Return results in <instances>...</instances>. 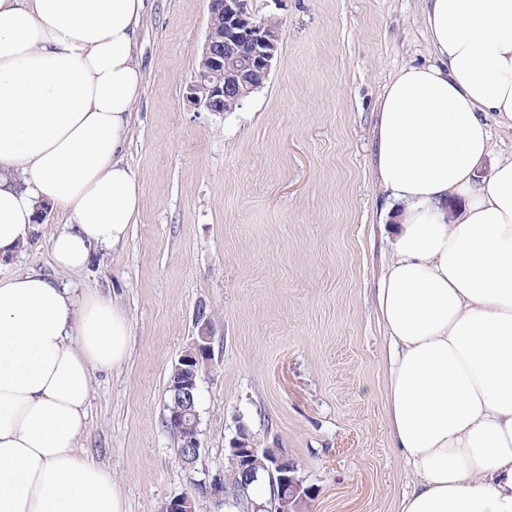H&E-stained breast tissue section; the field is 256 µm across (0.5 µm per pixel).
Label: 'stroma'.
I'll return each instance as SVG.
<instances>
[{
    "instance_id": "stroma-1",
    "label": "stroma",
    "mask_w": 512,
    "mask_h": 512,
    "mask_svg": "<svg viewBox=\"0 0 512 512\" xmlns=\"http://www.w3.org/2000/svg\"><path fill=\"white\" fill-rule=\"evenodd\" d=\"M275 17L278 55L242 109L186 99L208 0H150L137 35L142 95L123 160L143 187L125 241L55 267L50 210L0 280L36 269L113 301L129 354L95 372L78 446L108 470L126 512L191 494L196 512H250L199 494L238 426L296 462L306 512H396L412 481L384 400L389 347L376 292L397 234L378 183V99L396 72L433 62L424 0H249ZM205 308L214 356L198 383L204 452L183 467L168 380Z\"/></svg>"
}]
</instances>
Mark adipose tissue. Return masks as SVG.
<instances>
[{
  "label": "adipose tissue",
  "mask_w": 512,
  "mask_h": 512,
  "mask_svg": "<svg viewBox=\"0 0 512 512\" xmlns=\"http://www.w3.org/2000/svg\"><path fill=\"white\" fill-rule=\"evenodd\" d=\"M147 6L0 0V257L30 242L43 203L66 217L61 268L124 242ZM424 22L435 63L403 67L379 104L378 178L403 205L377 290L385 404L413 470L398 509L512 512V156L479 177L491 124L512 129V0H427ZM129 336L104 297L34 269L0 281V512H125L78 440L92 377Z\"/></svg>",
  "instance_id": "ef3b65f1"
}]
</instances>
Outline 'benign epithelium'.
<instances>
[{"mask_svg": "<svg viewBox=\"0 0 512 512\" xmlns=\"http://www.w3.org/2000/svg\"><path fill=\"white\" fill-rule=\"evenodd\" d=\"M249 0H209V22L197 75L188 85L186 97L209 112L230 113L262 88L278 53L277 22L272 18L256 19L248 8ZM196 334L174 363L173 388L184 396L185 403L172 412L169 426L183 431L185 452L183 466L195 465L203 448L193 433L190 420L198 417V379L203 368L212 362L213 328L211 319L198 315ZM227 462L235 464L245 480L269 477L280 512H303L311 496L297 475V464L274 452L259 447L247 428L240 426L230 441ZM199 491L223 501L225 476L201 480ZM163 512H196L195 498L179 496L165 503Z\"/></svg>", "mask_w": 512, "mask_h": 512, "instance_id": "1", "label": "benign epithelium"}]
</instances>
